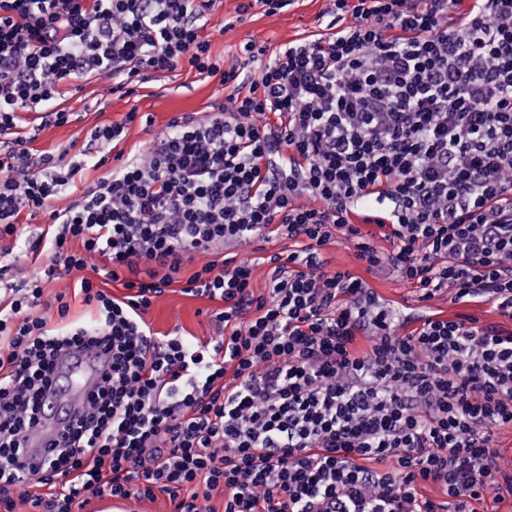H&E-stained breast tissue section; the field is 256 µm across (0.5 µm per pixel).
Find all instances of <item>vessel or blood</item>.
I'll use <instances>...</instances> for the list:
<instances>
[{
  "instance_id": "1",
  "label": "vessel or blood",
  "mask_w": 512,
  "mask_h": 512,
  "mask_svg": "<svg viewBox=\"0 0 512 512\" xmlns=\"http://www.w3.org/2000/svg\"><path fill=\"white\" fill-rule=\"evenodd\" d=\"M108 364L109 356L101 350L92 354L70 350L61 355L52 386L44 400L38 433L25 443V457H43L49 448L61 440L79 418L101 370L107 368Z\"/></svg>"
}]
</instances>
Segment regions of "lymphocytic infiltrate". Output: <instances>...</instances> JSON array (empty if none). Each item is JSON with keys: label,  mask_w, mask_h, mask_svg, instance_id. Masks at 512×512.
<instances>
[{"label": "lymphocytic infiltrate", "mask_w": 512, "mask_h": 512, "mask_svg": "<svg viewBox=\"0 0 512 512\" xmlns=\"http://www.w3.org/2000/svg\"><path fill=\"white\" fill-rule=\"evenodd\" d=\"M216 2L0 0V239L51 255L0 306V512L159 493L208 512L218 489L224 512H437L429 483L476 512L493 432L512 426V332L432 315L407 329L323 250L343 238L419 300L447 289L512 319V0H332L329 35L272 55L249 40L227 67L202 34ZM182 66L230 88L224 104L173 117L131 159L116 148L150 116L95 126L107 172L64 207L79 163L48 152L20 174L23 113L71 121L63 83L91 74L122 98ZM24 211L49 216L45 234L24 236ZM273 234L295 247L268 256L258 294L232 250ZM74 272L89 323L44 297ZM178 282L223 301L225 336L154 335L145 314ZM73 346L112 365L61 443L24 460Z\"/></svg>", "instance_id": "lymphocytic-infiltrate-1"}]
</instances>
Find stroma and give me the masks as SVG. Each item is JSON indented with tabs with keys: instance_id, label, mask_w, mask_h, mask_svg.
<instances>
[{
	"instance_id": "stroma-1",
	"label": "stroma",
	"mask_w": 512,
	"mask_h": 512,
	"mask_svg": "<svg viewBox=\"0 0 512 512\" xmlns=\"http://www.w3.org/2000/svg\"><path fill=\"white\" fill-rule=\"evenodd\" d=\"M234 7L235 0H223L222 5L210 13L204 28L211 41L213 56L228 64L236 61L244 41H255L272 52L309 35L325 33L332 19L331 0H295L284 12L272 16L260 13L233 30H224V20L233 13ZM228 94L227 88L185 67L155 75L138 87L136 94L124 98L104 95L101 82L90 74L80 80L78 88L64 89L59 99L61 107L76 113V121L64 126L45 127L30 147L36 154L62 152L72 141L83 140L94 126L121 122L127 112L135 110L150 114L154 124L149 128L137 122L129 125L119 148L124 156L132 157L142 153L153 132L163 128L172 117L210 112L213 106L224 102ZM325 254L331 268L347 269L362 277L392 306L416 312L427 309L444 318L474 317L480 323L496 324L512 331V320L501 316L491 303L477 299L456 301L445 291L423 302L418 299L413 285L396 272L389 269L367 272L356 260L351 242L337 240L327 246ZM222 308L220 300L190 296L175 285L154 299L145 319L157 335L178 330L191 341L207 342L222 334L213 319L214 313Z\"/></svg>"
}]
</instances>
